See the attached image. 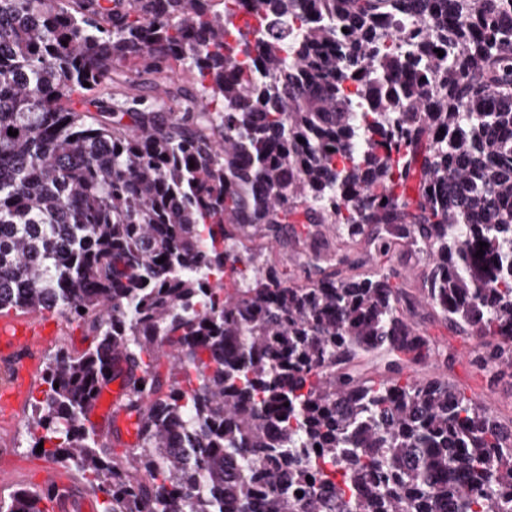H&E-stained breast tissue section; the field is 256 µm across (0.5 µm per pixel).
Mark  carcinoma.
I'll use <instances>...</instances> for the list:
<instances>
[{
    "label": "carcinoma",
    "instance_id": "carcinoma-1",
    "mask_svg": "<svg viewBox=\"0 0 512 512\" xmlns=\"http://www.w3.org/2000/svg\"><path fill=\"white\" fill-rule=\"evenodd\" d=\"M240 2L0 0V312L92 337L49 359L31 449L103 512H512V425L402 378L441 356L416 301L377 270L290 285L240 237L301 215L373 228L370 260L424 253L426 303L494 380L512 0ZM118 357L141 371L121 459L86 425ZM0 512L46 510L20 488Z\"/></svg>",
    "mask_w": 512,
    "mask_h": 512
}]
</instances>
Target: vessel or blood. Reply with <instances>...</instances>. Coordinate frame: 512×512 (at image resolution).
Returning <instances> with one entry per match:
<instances>
[{
	"label": "vessel or blood",
	"instance_id": "obj_1",
	"mask_svg": "<svg viewBox=\"0 0 512 512\" xmlns=\"http://www.w3.org/2000/svg\"><path fill=\"white\" fill-rule=\"evenodd\" d=\"M59 327L48 315H9L0 318V407L19 410L28 390L26 383L15 384L17 376L34 378L42 352L49 337L57 335ZM89 422L95 429L107 431L109 444L132 446L135 430L127 414L113 410L111 419L90 413ZM36 489L43 497L46 512H98L99 501L83 487L70 481L61 464L46 465L44 476Z\"/></svg>",
	"mask_w": 512,
	"mask_h": 512
}]
</instances>
